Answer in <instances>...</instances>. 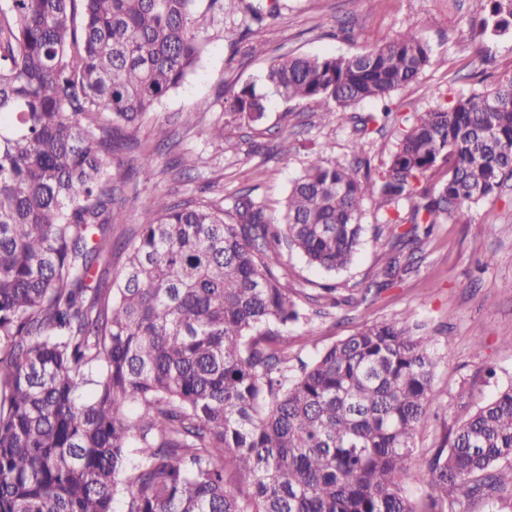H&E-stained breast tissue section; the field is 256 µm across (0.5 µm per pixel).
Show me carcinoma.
Listing matches in <instances>:
<instances>
[{
    "label": "carcinoma",
    "mask_w": 512,
    "mask_h": 512,
    "mask_svg": "<svg viewBox=\"0 0 512 512\" xmlns=\"http://www.w3.org/2000/svg\"><path fill=\"white\" fill-rule=\"evenodd\" d=\"M197 0L0 4V512H453L512 509V385L416 459L436 356L407 318L288 357L291 326L353 303L328 284L306 309L281 282L283 251L346 269L364 201L415 248L436 224L512 180V74L437 105L363 175L313 157L281 218L240 191L229 208L156 196L123 245L110 158L202 51ZM472 39L512 33V0H479ZM432 64L407 30L367 52L283 57L264 82L330 113L364 101L356 131L387 123L392 93ZM247 83L224 114L263 122ZM412 272L387 257L382 289Z\"/></svg>",
    "instance_id": "obj_1"
}]
</instances>
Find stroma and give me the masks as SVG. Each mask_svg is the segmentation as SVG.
Segmentation results:
<instances>
[{
    "label": "stroma",
    "instance_id": "obj_1",
    "mask_svg": "<svg viewBox=\"0 0 512 512\" xmlns=\"http://www.w3.org/2000/svg\"><path fill=\"white\" fill-rule=\"evenodd\" d=\"M277 15L256 23L249 13L225 7L223 13L198 0L196 12L206 47L194 70L151 112L137 133L138 148L113 158L112 169L121 175L117 185L125 199L126 224L143 223V208L156 196L179 201L206 196L231 206L241 189L279 210L293 180L305 168L311 149L322 148L330 163L352 161L353 119L375 111L365 102L346 112L323 114L313 102H285L268 95L262 124L247 128L226 123L223 140L212 139L206 123H199L197 107L208 109V121L223 120L224 92L245 83L266 93L263 76L283 56L353 55L371 50L413 28L427 42L434 63L419 78L393 96L394 113L385 128L370 126L365 156L372 168L386 161L395 137L418 113L436 104H452L459 96L490 86L512 73V38L489 42L490 63H483L469 41L468 22L478 0H275ZM236 28L244 39L232 45L224 31ZM263 44L264 52L251 48ZM163 127L166 140L155 138ZM289 135L292 152L280 161L276 148ZM155 158L152 171L139 168L142 151ZM199 157L190 170L181 169L182 155ZM467 224H438L417 251L416 274L369 295L366 302L344 306L335 317L317 319L312 331L288 332V354L309 358L314 351L358 328L409 317L424 324L434 340L439 363L435 395L429 416L415 437L416 453L438 444L456 427L466 407L454 401L465 390L467 406H477L500 389L512 385V181L500 193L473 208ZM375 201L365 203L369 230L349 268L335 276L311 267L298 253L284 256L283 272L289 287L300 295L315 294L320 284L334 281L338 296L359 295L375 280L383 254L396 241L385 229Z\"/></svg>",
    "mask_w": 512,
    "mask_h": 512
}]
</instances>
